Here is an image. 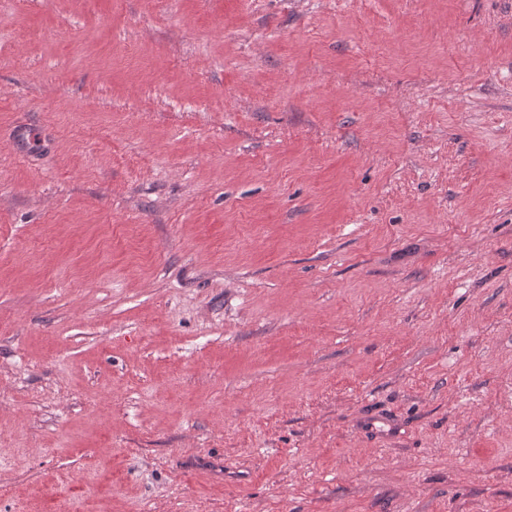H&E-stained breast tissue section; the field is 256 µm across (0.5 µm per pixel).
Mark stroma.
Returning <instances> with one entry per match:
<instances>
[{"instance_id": "35a3bbf8", "label": "stroma", "mask_w": 512, "mask_h": 512, "mask_svg": "<svg viewBox=\"0 0 512 512\" xmlns=\"http://www.w3.org/2000/svg\"><path fill=\"white\" fill-rule=\"evenodd\" d=\"M9 140L0 512H512V0H0Z\"/></svg>"}]
</instances>
